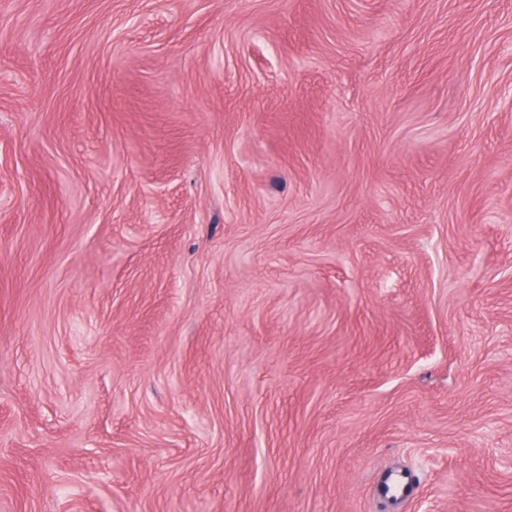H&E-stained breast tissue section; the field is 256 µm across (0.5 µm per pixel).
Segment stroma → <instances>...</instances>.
Returning <instances> with one entry per match:
<instances>
[{"label": "stroma", "instance_id": "1", "mask_svg": "<svg viewBox=\"0 0 512 512\" xmlns=\"http://www.w3.org/2000/svg\"><path fill=\"white\" fill-rule=\"evenodd\" d=\"M0 512H512V0H0ZM414 489L413 481L406 473H396L388 475L383 481V493L388 496H400L402 498L409 496Z\"/></svg>", "mask_w": 512, "mask_h": 512}]
</instances>
